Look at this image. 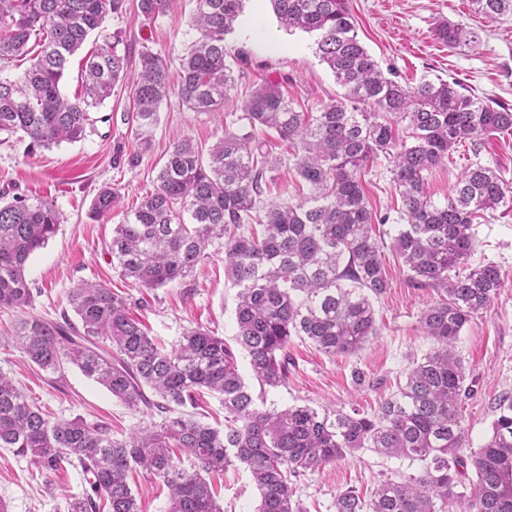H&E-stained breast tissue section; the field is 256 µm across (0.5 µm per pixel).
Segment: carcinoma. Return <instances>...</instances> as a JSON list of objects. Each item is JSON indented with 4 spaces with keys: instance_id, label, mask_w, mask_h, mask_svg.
<instances>
[{
    "instance_id": "obj_1",
    "label": "carcinoma",
    "mask_w": 512,
    "mask_h": 512,
    "mask_svg": "<svg viewBox=\"0 0 512 512\" xmlns=\"http://www.w3.org/2000/svg\"><path fill=\"white\" fill-rule=\"evenodd\" d=\"M169 2L137 0L138 15L152 21ZM270 2L286 29L317 34L316 54L342 93L311 109L280 84L264 82L243 102L239 127L223 131L208 150L175 141L154 190L113 229L112 264L152 290L188 277L208 246H224L227 278L239 288L236 341L259 385L277 388L285 383L290 337L350 356L377 335L373 298L388 282L374 225L386 219L369 208L362 178L382 163L402 203L391 248L416 286L441 292L419 318L432 347L371 415L267 407L224 338L195 327L168 350L133 316L131 307H145L144 299L82 281L67 294L77 321L22 316L0 331V345L59 378L73 365L131 410L154 407L173 416L116 439L80 415L51 416L0 369V448L14 449L47 476L67 466L91 475V492L68 501L67 512H142L129 483L137 468L168 489L164 512H220L205 475L235 465L259 491L257 512H302L294 480L361 450L416 469L380 482L368 499L353 489L339 493L334 512H512V398L499 401L491 437L472 448L461 405L473 389L455 350L470 318L503 287L492 263L460 267L476 247L475 221L511 204L512 187L475 161L445 203L425 189L426 174L459 145L470 143L476 157L486 135L512 132V105L467 94L456 80L423 78L410 87L384 72L358 38L349 0ZM469 2L491 20L512 18V0ZM242 8L243 0H196L190 25L197 38L175 73L161 53L142 45L131 90L143 148L171 91L195 112L224 107L234 88L224 39ZM124 10L125 0H0V65L39 48L21 78L0 77V134L21 133L44 147L83 137L88 109L110 98L127 73L119 38L85 58L79 96L64 97L60 82L87 37ZM435 33L450 49L480 42L460 22L440 23ZM271 133L290 149L288 162L304 189L288 204L262 200L282 164L267 149ZM5 197L0 310H22L34 298L27 261L56 235L61 214L46 199ZM117 202L112 187L99 188L90 218L112 214ZM252 222L260 233L244 228ZM207 391L224 404L222 429L184 412Z\"/></svg>"
}]
</instances>
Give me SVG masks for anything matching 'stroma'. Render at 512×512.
<instances>
[{
  "mask_svg": "<svg viewBox=\"0 0 512 512\" xmlns=\"http://www.w3.org/2000/svg\"><path fill=\"white\" fill-rule=\"evenodd\" d=\"M127 3L126 12L112 16L105 28L106 35L120 37L129 55L127 78L115 84L103 105L91 109L92 123L84 138L44 148L16 135L0 136V191L51 199L63 217L57 234L31 255L26 266L27 279L36 290L26 309L31 316L60 318L68 308L67 291L81 280L99 282L120 295L139 293L121 278L108 252L119 215L88 217L101 186L115 190L121 209L138 206L153 190L170 144L188 138L199 148H209L222 132V115L239 109L263 81L287 80L289 94L311 106L340 91L314 53V35L284 30L269 0H247L235 31L225 41L228 54L242 51L247 60L233 69L235 88L222 115L194 112L177 94H170L160 106L151 146L143 148L131 120V81L138 72V53L142 45H149L171 68H178L195 37L189 26L195 0H170L167 13L150 23L138 16L136 0ZM350 9L362 44L400 80L414 84L424 78L454 79L478 97L512 104V18L488 21L472 12L468 0H350ZM442 21L473 28L480 36L479 46L449 49L435 35ZM470 157V145L462 144L447 162L429 172L426 189L434 201L447 200ZM364 189L375 212L391 214L401 205L384 168L366 175ZM376 231L384 243L381 260L389 282L386 293L373 300L377 336L352 356H331L303 338L291 337L285 385L264 390L258 383L250 385L266 405L373 412L397 394L411 357L430 349L419 317L440 295L412 285L408 269L389 245L395 224L377 225ZM475 231L478 244L469 264H497L505 283L487 308L471 318L456 343L473 383V394L462 406V424L478 447L492 434L496 400L512 395V210L499 208ZM144 295L147 306L139 315L165 346H174L189 328L207 327L232 347L242 375H249L248 358L235 341L237 290L224 274L223 250L208 247L194 273ZM0 370L10 373L56 416L80 415L102 423L117 439L127 437L140 423L162 420L153 409H128L74 366L67 367L59 381L23 361L16 350L0 347ZM408 470L407 462L358 451L301 477L295 484L296 497L305 512H333L340 492L353 489L367 497L381 480ZM53 480V492H46L43 475L29 459L0 448V500L9 512H65L68 498L83 496L89 489L78 468H65ZM210 481L223 512H256L260 495L245 470L230 469L212 475Z\"/></svg>",
  "mask_w": 512,
  "mask_h": 512,
  "instance_id": "1",
  "label": "stroma"
}]
</instances>
